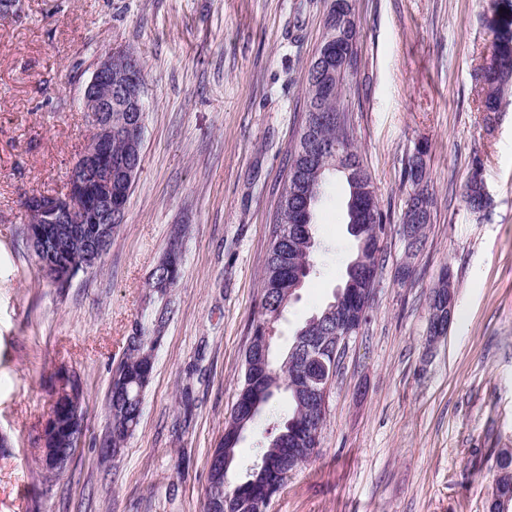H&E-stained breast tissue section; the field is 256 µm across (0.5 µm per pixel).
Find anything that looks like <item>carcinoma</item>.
Masks as SVG:
<instances>
[{
	"label": "carcinoma",
	"mask_w": 512,
	"mask_h": 512,
	"mask_svg": "<svg viewBox=\"0 0 512 512\" xmlns=\"http://www.w3.org/2000/svg\"><path fill=\"white\" fill-rule=\"evenodd\" d=\"M486 24L495 38L504 39L512 45V0H490V15L486 17ZM354 63V59L349 62L339 77L337 88L331 89L322 101L325 109L341 114V124H323L318 121L315 113L306 111L305 122L299 131L287 173L288 180L292 181L293 195H280L276 204L272 236L261 280L260 311L252 322V333L256 337L261 329L274 327L295 297L291 289L296 274L300 272L308 278L316 272L318 244L315 240V212L325 196L329 176L340 173V170L336 168L335 157L329 154L323 157L325 168L319 180L300 178L305 165L303 153L311 139L338 143L341 152L347 154L364 173L366 182H372L358 154L354 126L341 104L340 95L336 94V90L342 89L354 72ZM484 78L481 105L497 111L505 94L512 89V78L501 75L496 67L485 68ZM424 153V149L417 148L405 160L402 171V181L409 186V192L401 223L413 224L415 236V244L407 245L404 260L397 271L398 281L402 285L413 275L414 259L424 243L426 228L431 220L433 197L426 179ZM306 198L312 200L307 235L295 237L294 202H302ZM465 198L467 206L474 212L483 211L487 205V200L482 197L480 187L473 179L467 183ZM360 203L364 206V222L359 231L350 233L356 253L346 266L342 287L356 280L358 287L371 293L376 283L373 272L379 268L380 246H375L371 253L363 255L361 242L365 237L373 238L377 230L385 231V224L377 196L365 194ZM54 250L58 258L72 262L83 258L86 243L77 237L69 238L58 242ZM167 260L168 264L156 272L152 287L163 282L168 288L177 284L180 257L169 255ZM170 312L171 309L166 307L158 317L139 325L137 334L128 337L124 355L112 371V396L108 397V409L114 448H123L127 437L140 423L144 392L152 377L155 352L161 344L162 328ZM307 327L308 323L305 322L296 329L288 353L282 358L275 359L269 353L244 361L243 381L221 444L222 448L230 451V457L224 459V473H229L237 465L235 449L243 432L255 425L269 403L283 394L288 399V408L270 414L268 428L264 429L261 444L255 449V461L246 468L241 483L232 486L227 480H219L216 472L209 471L204 512H211L221 504L224 505L222 512H267V482L263 481V477L283 469L296 472L316 455L319 440L307 428L309 413L302 406L300 394L285 384L288 376L303 366L302 359L291 355V351L298 349V344L308 334Z\"/></svg>",
	"instance_id": "cac0c4a2"
}]
</instances>
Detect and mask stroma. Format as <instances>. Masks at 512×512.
I'll use <instances>...</instances> for the list:
<instances>
[{"mask_svg":"<svg viewBox=\"0 0 512 512\" xmlns=\"http://www.w3.org/2000/svg\"><path fill=\"white\" fill-rule=\"evenodd\" d=\"M330 0H23L0 17V512H203L207 459L236 402L276 201L305 116ZM358 71L343 90L387 228L367 322L329 393L316 456L268 512H487L512 448V103L487 121L489 0H353ZM130 51L145 79L141 169L97 271L65 288L22 231L26 198L65 193L92 129L82 97L98 58ZM425 146L434 197L415 280L399 284L403 161ZM491 198L464 201L473 158ZM346 187L316 212L323 250L272 339L285 353L354 254ZM181 275H151L176 229ZM455 289L447 336L428 342V296ZM139 427L104 460L112 370L164 304ZM82 383L86 435L47 476L41 434L61 374Z\"/></svg>","mask_w":512,"mask_h":512,"instance_id":"35a3bbf8","label":"stroma"}]
</instances>
